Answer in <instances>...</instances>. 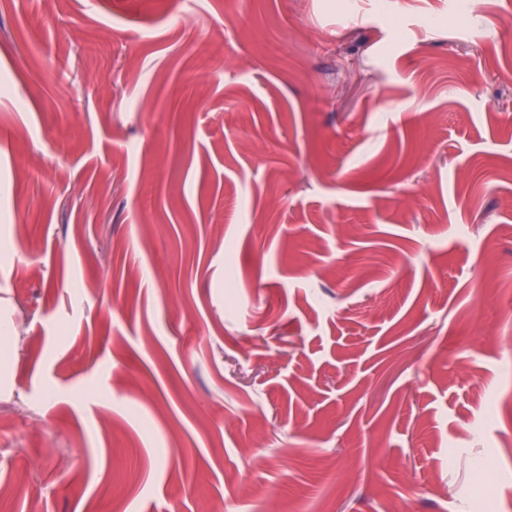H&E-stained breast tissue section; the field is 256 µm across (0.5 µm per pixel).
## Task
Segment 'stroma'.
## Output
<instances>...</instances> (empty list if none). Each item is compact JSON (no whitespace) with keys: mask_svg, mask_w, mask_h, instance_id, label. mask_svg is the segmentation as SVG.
<instances>
[{"mask_svg":"<svg viewBox=\"0 0 512 512\" xmlns=\"http://www.w3.org/2000/svg\"><path fill=\"white\" fill-rule=\"evenodd\" d=\"M512 0H0V512H512Z\"/></svg>","mask_w":512,"mask_h":512,"instance_id":"stroma-1","label":"stroma"}]
</instances>
